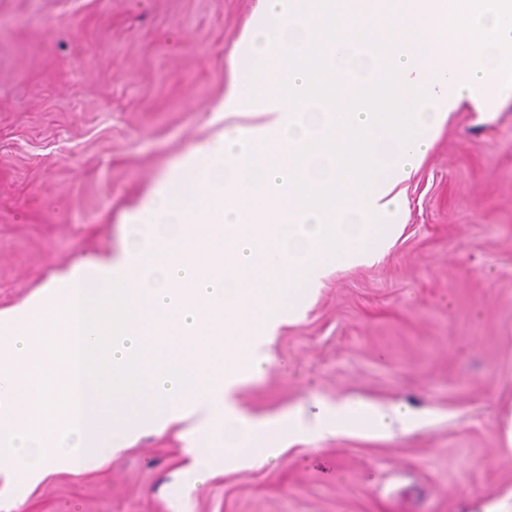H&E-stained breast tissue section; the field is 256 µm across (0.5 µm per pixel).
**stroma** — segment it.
<instances>
[{
  "instance_id": "1",
  "label": "stroma",
  "mask_w": 512,
  "mask_h": 512,
  "mask_svg": "<svg viewBox=\"0 0 512 512\" xmlns=\"http://www.w3.org/2000/svg\"><path fill=\"white\" fill-rule=\"evenodd\" d=\"M258 0H0V311L119 257L139 214L217 132ZM403 228L332 271L281 325L238 407L266 418L358 398L405 432L307 436L198 483L175 424L0 512H485L512 494V101L444 123L406 183Z\"/></svg>"
}]
</instances>
